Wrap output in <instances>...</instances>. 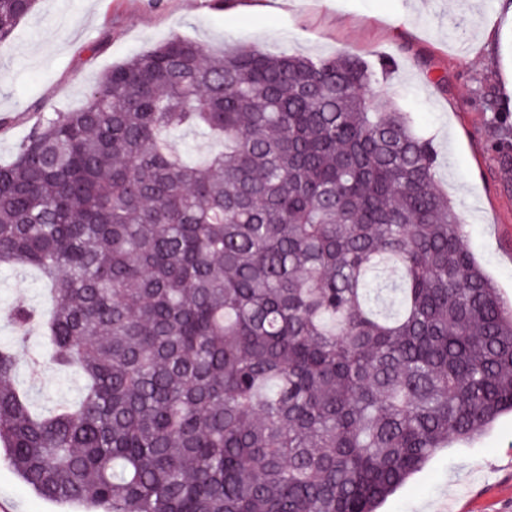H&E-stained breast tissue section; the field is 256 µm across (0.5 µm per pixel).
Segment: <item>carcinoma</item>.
I'll return each mask as SVG.
<instances>
[{
	"label": "carcinoma",
	"instance_id": "1",
	"mask_svg": "<svg viewBox=\"0 0 512 512\" xmlns=\"http://www.w3.org/2000/svg\"><path fill=\"white\" fill-rule=\"evenodd\" d=\"M39 0H0V43ZM351 54L174 37L38 112L0 163V266L50 291L39 411L0 346V447L86 512H377L512 413V303L433 141ZM212 144L190 158L172 139ZM28 343L23 347V359L15 381L18 385L30 389L33 400L43 408H48L63 399L72 400L77 394L75 380L55 373L41 370V379L32 376L30 359L40 353V339L35 330H30Z\"/></svg>",
	"mask_w": 512,
	"mask_h": 512
}]
</instances>
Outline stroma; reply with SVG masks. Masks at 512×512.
Listing matches in <instances>:
<instances>
[{
  "label": "stroma",
  "mask_w": 512,
  "mask_h": 512,
  "mask_svg": "<svg viewBox=\"0 0 512 512\" xmlns=\"http://www.w3.org/2000/svg\"><path fill=\"white\" fill-rule=\"evenodd\" d=\"M221 52L250 45L318 58L349 52L391 62L388 104L410 113L438 154L437 182L465 221V242L512 301V24L501 0H42L34 19L0 44V163L9 161L38 112L79 109L112 66L172 37ZM497 112H490L489 101ZM48 305L36 275L0 268V307ZM15 381L48 408L77 394L75 380L30 360ZM0 512H66L36 496L0 459ZM379 512H512V416L468 442L438 449Z\"/></svg>",
  "instance_id": "1"
}]
</instances>
